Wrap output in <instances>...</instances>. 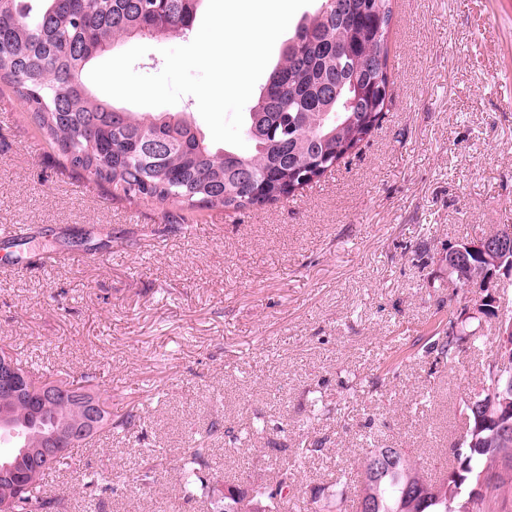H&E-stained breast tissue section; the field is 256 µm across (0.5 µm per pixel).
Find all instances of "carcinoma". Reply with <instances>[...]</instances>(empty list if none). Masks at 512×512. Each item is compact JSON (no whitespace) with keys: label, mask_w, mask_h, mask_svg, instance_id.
<instances>
[{"label":"carcinoma","mask_w":512,"mask_h":512,"mask_svg":"<svg viewBox=\"0 0 512 512\" xmlns=\"http://www.w3.org/2000/svg\"><path fill=\"white\" fill-rule=\"evenodd\" d=\"M203 0H0V84L9 87L32 115L36 127L70 167L93 179L115 198L171 204L190 212L222 208L241 212L273 204L322 177L341 158L340 147L357 146L371 133L390 102L379 97L388 87L387 39L380 31L393 19L392 0H318L283 41L279 58L247 112L243 134L251 148L212 147L202 130L182 112H132L100 99L85 81L88 67L115 47L136 38L162 41L187 35ZM479 315L467 307L448 310L445 327L434 334L429 353L437 362H455L467 342L486 345L483 321L497 329L512 326V312L498 314L486 294ZM18 372L37 386L50 377L32 370L10 353ZM493 396L512 401V362L490 361L479 389L460 402L468 429L448 475L427 479L412 452L400 449L393 460L371 469L367 457L357 485H367L370 512H512V432L479 421L472 399ZM10 431L21 445L38 448L62 421L82 418L77 404L52 397L32 401L0 397ZM112 433V412L102 410L95 432L72 444ZM321 442L304 440L291 466H281L272 482L245 488L210 483L212 449L191 439L181 467L180 499L208 500L211 512H290L298 491L288 481ZM34 461L27 469L24 497L5 501L0 512H56L61 501L48 495L44 480L67 458ZM343 476L313 501L314 512H335ZM304 507V510L311 509Z\"/></svg>","instance_id":"1"}]
</instances>
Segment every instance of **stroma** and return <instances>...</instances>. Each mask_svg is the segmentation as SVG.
Wrapping results in <instances>:
<instances>
[{
  "mask_svg": "<svg viewBox=\"0 0 512 512\" xmlns=\"http://www.w3.org/2000/svg\"><path fill=\"white\" fill-rule=\"evenodd\" d=\"M392 6L388 112L331 172L261 209L112 199L0 85V230L50 246L0 249V346L89 376L113 419L138 417L52 470L65 512H210L177 493L194 436L234 483L322 440L294 476L307 500L374 446L444 472L496 331L449 366L425 349L460 306L449 248L512 225V0ZM258 418L266 430L247 433ZM93 471L106 489L90 498Z\"/></svg>",
  "mask_w": 512,
  "mask_h": 512,
  "instance_id": "1",
  "label": "stroma"
}]
</instances>
